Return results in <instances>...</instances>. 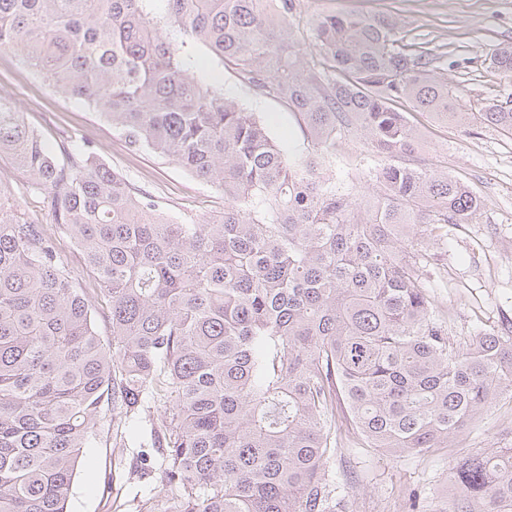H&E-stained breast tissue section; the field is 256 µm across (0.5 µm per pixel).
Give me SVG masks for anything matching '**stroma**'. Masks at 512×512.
Returning <instances> with one entry per match:
<instances>
[{"mask_svg": "<svg viewBox=\"0 0 512 512\" xmlns=\"http://www.w3.org/2000/svg\"><path fill=\"white\" fill-rule=\"evenodd\" d=\"M391 14L400 18L406 42L430 52L464 108L475 112L491 99L512 98V80L487 68L484 59L498 45L512 43V0H295L290 18L303 40H310L314 20L324 14ZM205 76H219L226 97L263 119L273 140L298 156L312 144L297 116L271 97L259 96L234 71L206 61ZM18 105L25 123L53 152L88 144L133 187L145 192L173 219L204 223L224 209L214 187L192 178L177 164L146 150H131L122 134L81 102L52 91L15 55L0 53V98ZM424 130L414 163L447 166L470 184L481 200L476 218L444 228L434 237L426 225L410 230L436 314L448 322L454 344L512 328V138L498 128L473 123L456 127L419 116ZM384 162L350 130L335 156L326 161L337 185L356 196L376 194L368 173ZM0 181L24 216L54 234L60 258L78 287H91L78 248L41 210L28 179L6 155H0ZM336 454L329 466L347 482L352 512H408L409 493L420 512H447L455 489L448 481L450 461L478 448L512 445V391L503 392L481 422L453 438L450 447L430 448L403 458L382 456L368 448L339 408ZM167 421L164 407L153 406L137 421L119 423L104 415L100 434L83 450L73 481L68 512H134L135 504L156 498L162 488L163 463L152 461V476H140L134 443ZM125 447H117V440Z\"/></svg>", "mask_w": 512, "mask_h": 512, "instance_id": "35a3bbf8", "label": "stroma"}]
</instances>
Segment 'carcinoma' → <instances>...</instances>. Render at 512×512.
I'll list each match as a JSON object with an SVG mask.
<instances>
[{
	"label": "carcinoma",
	"mask_w": 512,
	"mask_h": 512,
	"mask_svg": "<svg viewBox=\"0 0 512 512\" xmlns=\"http://www.w3.org/2000/svg\"><path fill=\"white\" fill-rule=\"evenodd\" d=\"M293 0H0V52L224 195L183 224L87 147L53 154L10 103L0 154L26 173L108 302L112 350L54 240L0 181V512H66L104 404L159 403L164 467L149 512H350L328 469L336 395L367 447L398 458L474 427L512 389V335L460 348L431 309L408 231L469 224L481 205L408 157L434 121L512 136V101L467 112L393 17L328 14L314 51ZM279 99L313 150L287 156L252 112L198 77L200 52ZM489 68L512 79V45ZM388 160L380 192L336 186L352 128ZM450 512H512V447L450 469Z\"/></svg>",
	"instance_id": "obj_1"
}]
</instances>
